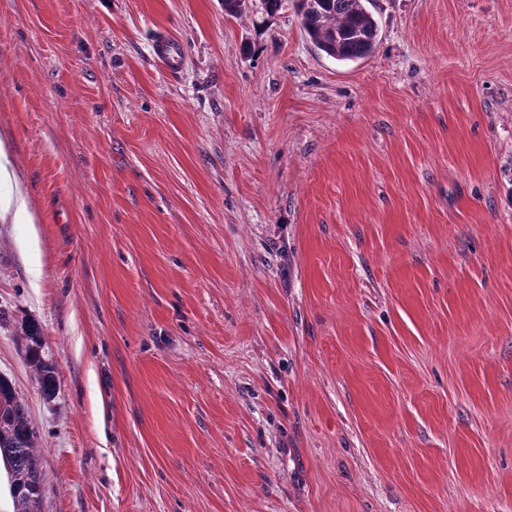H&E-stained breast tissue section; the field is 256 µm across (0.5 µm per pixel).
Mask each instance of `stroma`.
Returning a JSON list of instances; mask_svg holds the SVG:
<instances>
[{"mask_svg": "<svg viewBox=\"0 0 512 512\" xmlns=\"http://www.w3.org/2000/svg\"><path fill=\"white\" fill-rule=\"evenodd\" d=\"M377 10L345 63L289 4L0 0L41 512H512V0ZM153 52L163 64L165 71L175 74L179 71L183 60V52L167 30H158L153 39ZM23 339L25 341L27 362L32 369L33 377L39 384L41 391L48 397H52L56 391L55 368L45 359L44 339L41 336L38 325L29 324L24 328Z\"/></svg>", "mask_w": 512, "mask_h": 512, "instance_id": "stroma-1", "label": "stroma"}]
</instances>
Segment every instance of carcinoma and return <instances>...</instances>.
<instances>
[{"mask_svg": "<svg viewBox=\"0 0 512 512\" xmlns=\"http://www.w3.org/2000/svg\"><path fill=\"white\" fill-rule=\"evenodd\" d=\"M372 0H294L304 33L328 57L353 62L372 55L380 39ZM27 362L41 391H56L55 368L45 359L38 325L24 328ZM39 434L8 379L0 376V460L11 469L14 512H39L41 475L36 448Z\"/></svg>", "mask_w": 512, "mask_h": 512, "instance_id": "1", "label": "carcinoma"}]
</instances>
